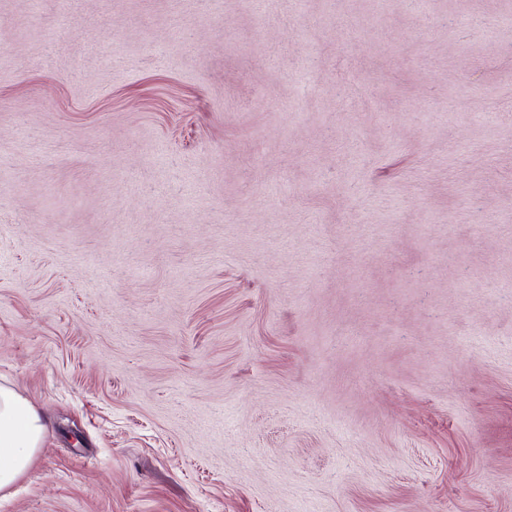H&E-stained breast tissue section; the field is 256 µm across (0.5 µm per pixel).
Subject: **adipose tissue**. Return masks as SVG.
I'll list each match as a JSON object with an SVG mask.
<instances>
[{"label": "adipose tissue", "mask_w": 512, "mask_h": 512, "mask_svg": "<svg viewBox=\"0 0 512 512\" xmlns=\"http://www.w3.org/2000/svg\"><path fill=\"white\" fill-rule=\"evenodd\" d=\"M44 432L37 407L11 384L0 383V500L12 496L37 456Z\"/></svg>", "instance_id": "obj_1"}]
</instances>
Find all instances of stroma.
<instances>
[{
	"mask_svg": "<svg viewBox=\"0 0 512 512\" xmlns=\"http://www.w3.org/2000/svg\"><path fill=\"white\" fill-rule=\"evenodd\" d=\"M0 512H512V0H0ZM45 423L14 386L0 383V500L12 496L42 447Z\"/></svg>",
	"mask_w": 512,
	"mask_h": 512,
	"instance_id": "obj_1",
	"label": "stroma"
}]
</instances>
